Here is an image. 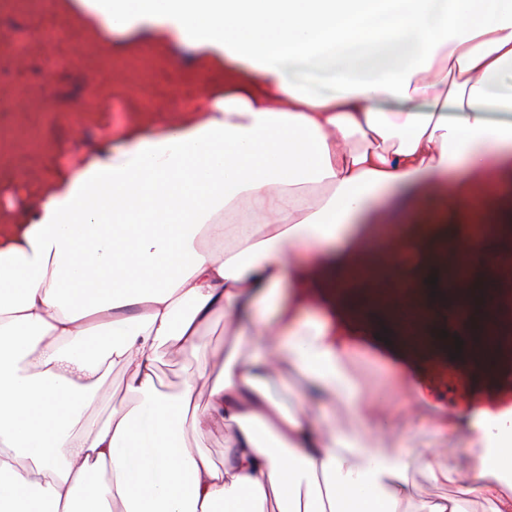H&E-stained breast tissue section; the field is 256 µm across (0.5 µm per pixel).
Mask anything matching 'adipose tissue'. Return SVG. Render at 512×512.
Here are the masks:
<instances>
[{"instance_id": "obj_1", "label": "adipose tissue", "mask_w": 512, "mask_h": 512, "mask_svg": "<svg viewBox=\"0 0 512 512\" xmlns=\"http://www.w3.org/2000/svg\"><path fill=\"white\" fill-rule=\"evenodd\" d=\"M506 2L63 0L93 31L200 51L224 91L0 225V512H512V370L443 406L406 355L372 395L353 368L369 325L339 307L354 265L383 260L365 216L384 191L448 212L471 278L499 258L460 218L512 194ZM217 316L250 361L161 392V351H199ZM106 363L132 398L91 418ZM285 370L293 408L269 388ZM218 427L220 467L185 443ZM450 439L467 469L436 459ZM418 475L441 496L419 500ZM283 379L288 383V387L290 389L283 387L278 383H271V392L287 407L293 408L297 404L298 397L300 396L304 385L292 375L288 374V371H285Z\"/></svg>"}]
</instances>
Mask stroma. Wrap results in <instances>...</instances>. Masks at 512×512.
Returning <instances> with one entry per match:
<instances>
[{
  "label": "stroma",
  "instance_id": "35a3bbf8",
  "mask_svg": "<svg viewBox=\"0 0 512 512\" xmlns=\"http://www.w3.org/2000/svg\"><path fill=\"white\" fill-rule=\"evenodd\" d=\"M0 35L25 48L17 56L0 44V136L14 146L10 156H0V210L5 214L28 213L34 191L66 174L75 155L100 152L143 119L160 122L200 111L204 104L197 75L200 54L174 43L158 44L146 28H133L117 41L63 21L60 0H0ZM94 93L107 98V108L77 126L67 121V114ZM353 294L377 333L375 345L354 362L371 389L380 388V370L408 344L444 400L474 387L489 396L495 393L484 373H461L463 356L448 351L440 336L424 329L411 336L387 332L383 305L364 299L361 289ZM201 340V354L160 355L155 367L159 389H179L204 361L217 367L229 352L245 361L254 351L253 344L226 334L220 319L203 330Z\"/></svg>",
  "mask_w": 512,
  "mask_h": 512
}]
</instances>
